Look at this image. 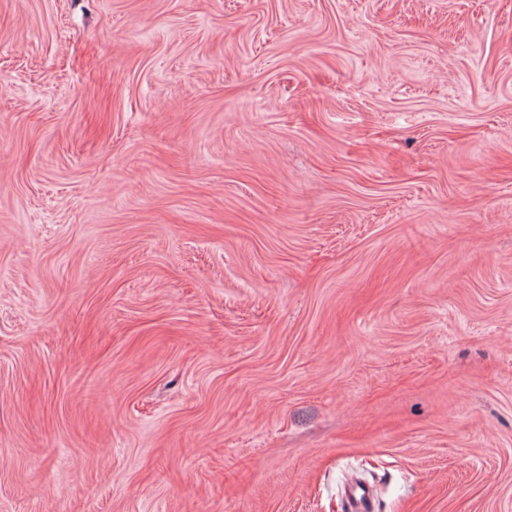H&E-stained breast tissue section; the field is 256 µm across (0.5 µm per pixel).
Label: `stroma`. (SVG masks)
<instances>
[{"mask_svg": "<svg viewBox=\"0 0 512 512\" xmlns=\"http://www.w3.org/2000/svg\"><path fill=\"white\" fill-rule=\"evenodd\" d=\"M512 512V0H0V512ZM348 508L347 512H370L374 511L372 492L368 485L357 483L351 485L347 491Z\"/></svg>", "mask_w": 512, "mask_h": 512, "instance_id": "obj_1", "label": "stroma"}]
</instances>
